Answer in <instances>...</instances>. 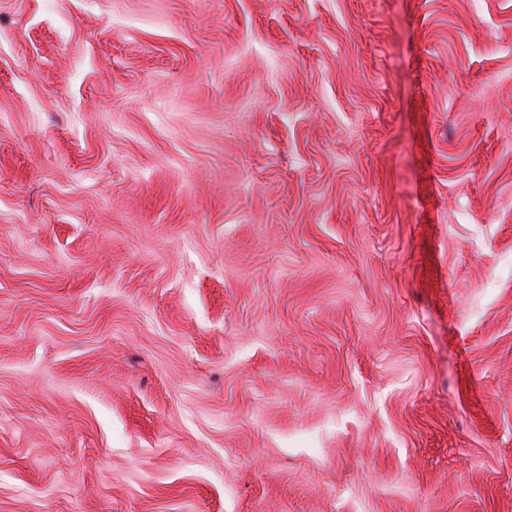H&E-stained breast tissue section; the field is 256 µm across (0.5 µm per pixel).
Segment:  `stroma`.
<instances>
[{
    "label": "stroma",
    "mask_w": 512,
    "mask_h": 512,
    "mask_svg": "<svg viewBox=\"0 0 512 512\" xmlns=\"http://www.w3.org/2000/svg\"><path fill=\"white\" fill-rule=\"evenodd\" d=\"M0 512H512V0H0Z\"/></svg>",
    "instance_id": "stroma-1"
}]
</instances>
